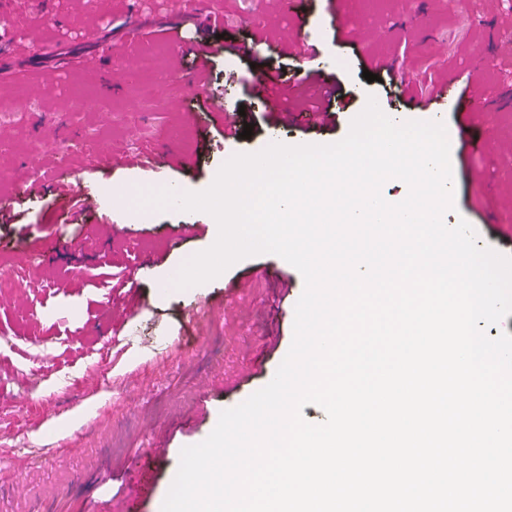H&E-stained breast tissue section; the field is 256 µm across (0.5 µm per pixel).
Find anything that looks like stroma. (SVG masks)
Instances as JSON below:
<instances>
[{"label": "stroma", "instance_id": "1", "mask_svg": "<svg viewBox=\"0 0 512 512\" xmlns=\"http://www.w3.org/2000/svg\"><path fill=\"white\" fill-rule=\"evenodd\" d=\"M12 26L0 29V99L20 106L0 111V512H158L176 475L183 447L204 441L222 410L267 385L294 338L300 272L274 254L244 258L203 285L177 289L181 265L216 240L204 212L157 210L137 202L140 191L177 187L202 191L225 155L268 146L263 105L251 96L258 75L292 83L299 58L281 56L283 35L305 33L314 64L348 105L332 128L309 126L318 96L310 89L284 104L281 143L332 144L348 133L368 97L393 120L440 121L450 141L455 208L444 221L469 222L477 244L512 257V0H5ZM354 28H331L330 8ZM135 22L145 31L124 43ZM211 41L208 65L173 50V31ZM41 53L23 50L30 34ZM112 47L114 85L81 56ZM51 69L46 86L18 73ZM378 79L367 82L365 72ZM469 77L467 97L433 102L436 86ZM485 97L468 125L467 98ZM245 111L249 139L225 137L214 109ZM484 139L481 151L470 139ZM110 162L91 163L90 146ZM80 171L99 184L100 206L82 211L72 200L27 192ZM121 224L119 238L92 239V226ZM191 230L176 250L170 233ZM35 254L18 266V252ZM155 253L160 263H149ZM137 271L130 324L112 321L111 305L127 300L126 279ZM207 298L198 322L202 342L182 338L190 304ZM234 305L225 316V304ZM30 372L27 383L15 381ZM211 378L209 390L196 386ZM150 415L157 430H142ZM166 442L170 455L150 464L147 450ZM153 466L152 496L137 499L135 470ZM25 495H15L14 482Z\"/></svg>", "mask_w": 512, "mask_h": 512}]
</instances>
